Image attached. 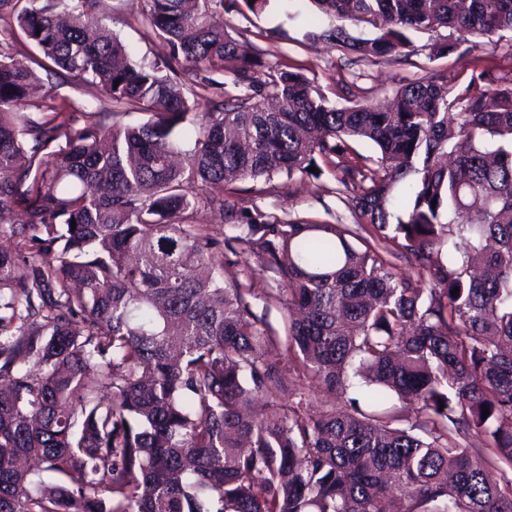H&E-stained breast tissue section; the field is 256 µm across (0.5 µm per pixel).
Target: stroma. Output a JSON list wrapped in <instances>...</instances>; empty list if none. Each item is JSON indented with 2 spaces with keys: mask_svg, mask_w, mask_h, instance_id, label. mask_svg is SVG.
Listing matches in <instances>:
<instances>
[{
  "mask_svg": "<svg viewBox=\"0 0 512 512\" xmlns=\"http://www.w3.org/2000/svg\"><path fill=\"white\" fill-rule=\"evenodd\" d=\"M99 10L137 57L155 61L165 55L162 45L145 37L142 26L130 22L126 0H101ZM320 22L306 0H270L265 12L258 16L233 11L224 14L225 28L265 51L266 64L282 61L303 69L309 81L329 97L339 92L344 81L355 83L360 95L383 102L393 97L402 82L433 73L445 74L449 81L457 83L466 82L475 71L498 75L506 54L512 51V32H507L496 48L464 42L453 53L440 56L433 46L444 42L448 35L447 30L440 29L412 33L413 50L407 55L369 62L306 40V32ZM336 187L333 175L327 171L316 179L290 182L280 178L263 186L245 182L233 202L236 209L251 214L260 212L280 219L299 217L314 223H350V213L336 194Z\"/></svg>",
  "mask_w": 512,
  "mask_h": 512,
  "instance_id": "stroma-1",
  "label": "stroma"
}]
</instances>
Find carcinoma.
I'll return each mask as SVG.
<instances>
[{"label": "carcinoma", "mask_w": 512, "mask_h": 512, "mask_svg": "<svg viewBox=\"0 0 512 512\" xmlns=\"http://www.w3.org/2000/svg\"><path fill=\"white\" fill-rule=\"evenodd\" d=\"M308 2L367 60L512 31V0ZM97 4L0 0V512H512V76L340 104L215 22L267 0H137L153 64ZM33 48L110 108L40 99ZM320 162L353 224L224 200Z\"/></svg>", "instance_id": "cac0c4a2"}]
</instances>
